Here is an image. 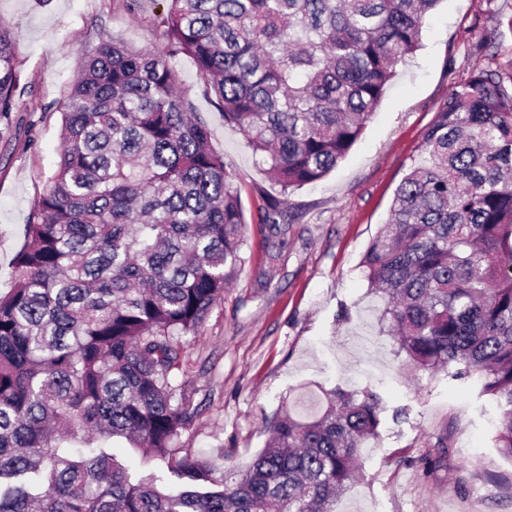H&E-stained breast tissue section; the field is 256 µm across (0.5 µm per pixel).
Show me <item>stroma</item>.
Returning <instances> with one entry per match:
<instances>
[{"label":"stroma","instance_id":"obj_1","mask_svg":"<svg viewBox=\"0 0 512 512\" xmlns=\"http://www.w3.org/2000/svg\"><path fill=\"white\" fill-rule=\"evenodd\" d=\"M163 9L162 0L135 14L116 0H0L21 64L14 110L0 116V294L57 168L62 103L86 55L106 38L158 46L151 20ZM511 18L512 0H441L360 140L324 179L290 190L295 220L276 258L260 212L278 186L225 124L193 61L174 60L212 149L234 174L247 221L244 261L187 343V389L198 414L177 448L239 474L263 450L266 423L283 402L307 417L325 391L368 388L383 398L380 441L362 450L336 512H512V464L495 448V403L474 380L410 370L362 267L449 92L473 70L512 71ZM482 39L487 48L476 50Z\"/></svg>","mask_w":512,"mask_h":512}]
</instances>
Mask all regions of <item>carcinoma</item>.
Returning <instances> with one entry per match:
<instances>
[{
	"mask_svg": "<svg viewBox=\"0 0 512 512\" xmlns=\"http://www.w3.org/2000/svg\"><path fill=\"white\" fill-rule=\"evenodd\" d=\"M160 49L104 40L63 102L64 146L0 295V512H335L380 396L325 393L283 409L249 470L227 481L177 455L197 415V336L241 265L244 210L172 62L187 56L280 196L262 223L287 245L288 190L316 183L361 138L438 0H167ZM0 20V114L19 85ZM380 320L410 365L475 378L512 462V91L480 69L423 134L387 224L363 256ZM175 478L134 479L115 442Z\"/></svg>",
	"mask_w": 512,
	"mask_h": 512,
	"instance_id": "1",
	"label": "carcinoma"
}]
</instances>
